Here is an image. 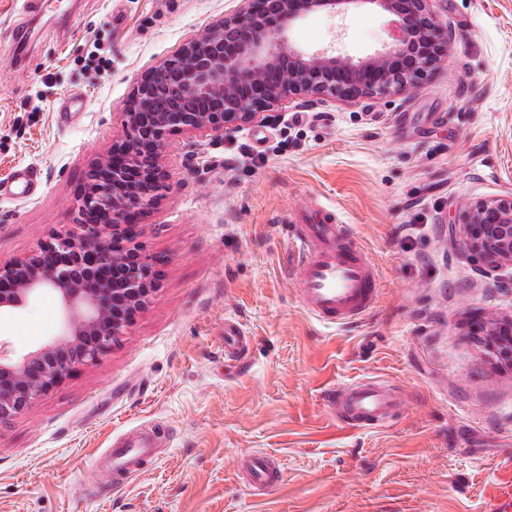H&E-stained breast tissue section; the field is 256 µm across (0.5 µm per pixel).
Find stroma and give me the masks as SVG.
Listing matches in <instances>:
<instances>
[{
	"instance_id": "stroma-1",
	"label": "stroma",
	"mask_w": 512,
	"mask_h": 512,
	"mask_svg": "<svg viewBox=\"0 0 512 512\" xmlns=\"http://www.w3.org/2000/svg\"><path fill=\"white\" fill-rule=\"evenodd\" d=\"M0 0V262L76 231L88 162L124 135L137 78L239 0H54L28 15ZM448 59L417 89L346 103L296 99L270 122L178 138L172 191L142 241L165 256L161 287L112 349L0 424V512H486L512 485V370L469 334L472 312L512 315V270L483 276L450 234L456 206L512 194V0H431ZM389 19L315 14L291 44L360 55ZM105 65L94 71L88 55ZM72 94L83 108L60 119ZM40 187L12 197L14 170ZM334 207L377 267L361 323L328 327L297 302L287 229ZM253 343L224 364V322ZM47 290L0 316L22 355L57 337ZM394 385L401 412L340 427L330 394ZM170 435L141 473L97 458L135 428ZM280 467L254 493L241 464Z\"/></svg>"
}]
</instances>
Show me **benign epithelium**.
<instances>
[{"label":"benign epithelium","instance_id":"benign-epithelium-1","mask_svg":"<svg viewBox=\"0 0 512 512\" xmlns=\"http://www.w3.org/2000/svg\"><path fill=\"white\" fill-rule=\"evenodd\" d=\"M429 2L241 0L206 34L144 72L123 105L129 132L89 162L77 188L80 233L54 235L27 257L0 263V313L45 288L63 311L58 337L33 351L18 356L0 341V422L97 361L153 302L166 259L146 252L140 238L172 188L165 157L173 140L263 123L293 99L353 102L417 88L448 57V30ZM353 10L388 15L389 41L362 57L290 46L291 28L306 16ZM188 99L212 107L192 111ZM452 226L481 273L512 269V195L461 204ZM472 335L512 369V316L475 312Z\"/></svg>","mask_w":512,"mask_h":512}]
</instances>
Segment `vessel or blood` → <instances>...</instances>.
<instances>
[{
  "label": "vessel or blood",
  "mask_w": 512,
  "mask_h": 512,
  "mask_svg": "<svg viewBox=\"0 0 512 512\" xmlns=\"http://www.w3.org/2000/svg\"><path fill=\"white\" fill-rule=\"evenodd\" d=\"M17 195L35 193L39 181L32 171L13 172ZM292 261L289 272L296 283L299 305L318 322L345 326L363 320L374 308L379 294L375 266L348 226L339 224L332 209H324L314 223L292 225ZM251 339L235 321L224 323V359L236 361L250 347ZM329 403L339 422L357 429L383 426L400 408L395 391L383 381L361 378L339 386ZM159 430H136L113 441L99 458L114 473L131 475L155 456ZM254 484L261 489L279 482L280 475L261 455L245 463Z\"/></svg>",
  "instance_id": "obj_1"
}]
</instances>
